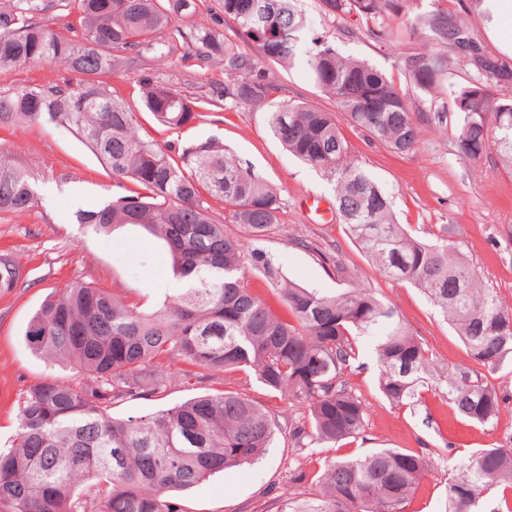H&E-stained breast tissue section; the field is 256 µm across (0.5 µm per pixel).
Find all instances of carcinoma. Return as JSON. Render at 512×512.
<instances>
[{
  "label": "carcinoma",
  "mask_w": 512,
  "mask_h": 512,
  "mask_svg": "<svg viewBox=\"0 0 512 512\" xmlns=\"http://www.w3.org/2000/svg\"><path fill=\"white\" fill-rule=\"evenodd\" d=\"M298 2L218 0V12L185 27L197 0H0V70L51 59L76 75L74 83L0 92V126L50 122L80 137L122 191L77 212V223L102 235L140 227L163 242L178 283L156 309L145 310L75 282L34 313L28 346L74 365L88 381L47 380L29 388L15 438L0 448V512H183L173 492L259 462L278 422L230 390L151 416L117 420L107 413L115 399L164 392L166 359L184 361L187 380L252 373L303 403L308 423L296 431L302 447H341L364 432L367 405L346 380L361 335L375 337L379 389L389 402L413 403L428 386L430 355L395 307L366 289L323 294L286 279L266 253L246 256L240 237L205 201H224L233 223L261 238L278 223L280 198L272 186L218 141L178 149L141 135L138 113L102 80L145 57L170 54L178 40L185 50L172 67L217 68L224 79L196 96L146 72L139 78L142 106L172 130L205 112L264 111L283 147L334 186L336 209L357 247L388 277L421 289L455 326L473 365L448 374L454 411L481 426L498 420L500 397L486 375L512 361V311L448 239L424 242L406 232L382 187L351 159L337 116L276 100L278 88L224 35V22L256 44L262 58L304 67L350 127L397 155L417 150L419 123L447 118L432 91L454 65L448 41L464 43L463 30L433 17L430 45L403 57L405 78L422 104L415 110L385 71L339 53ZM321 2L326 17L354 16L376 40L401 41V18L425 21L414 12L420 0ZM494 72L485 62L451 89L453 148L474 163L493 149L512 172V99L494 95ZM35 204L28 175L0 160V212H27ZM250 266L277 294L284 314L253 291ZM17 277L13 261L0 254V288L13 287ZM427 466L423 452L392 448L326 459L314 474L312 496L288 498L280 512H405ZM500 487L512 489V448L482 449L449 479L448 512H482Z\"/></svg>",
  "instance_id": "obj_1"
}]
</instances>
